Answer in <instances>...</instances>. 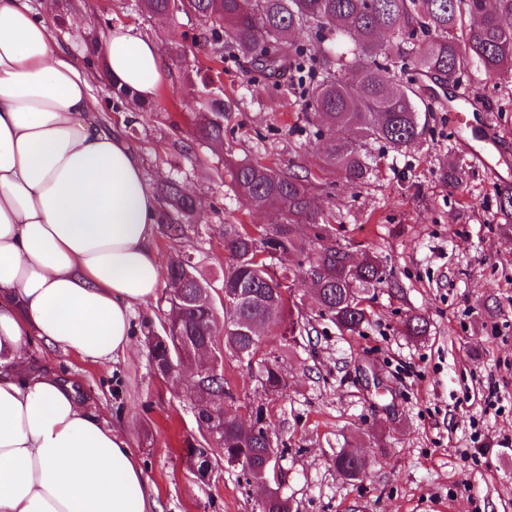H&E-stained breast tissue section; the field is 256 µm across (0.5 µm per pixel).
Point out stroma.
Returning <instances> with one entry per match:
<instances>
[{
  "instance_id": "1",
  "label": "stroma",
  "mask_w": 512,
  "mask_h": 512,
  "mask_svg": "<svg viewBox=\"0 0 512 512\" xmlns=\"http://www.w3.org/2000/svg\"><path fill=\"white\" fill-rule=\"evenodd\" d=\"M46 20L94 75L103 104L96 118L123 132L150 188L175 178L199 204L180 239L156 233L160 263L188 257L218 288L225 225L283 223L279 211L249 209L236 193L232 172L245 161L309 176L320 223L355 255L379 257L388 284L372 293L360 333L340 334L321 319L306 336H265L285 392L265 394L235 358H222L239 403L266 409L280 451L271 484L292 512H512V447L499 445L512 440V228L500 221L492 191L512 183V75L471 67L456 88L472 102L465 117L454 103L436 105L416 144H369L371 174L351 185L324 165L317 123L290 77L265 79L242 58L225 61L219 74L231 102L223 146L198 139L203 64L230 40H204L194 15L152 17L139 0H54ZM115 24L155 39L163 52L166 76L140 109L112 98L88 49ZM166 309L160 297L136 308L133 349L116 361L86 362L38 339L30 360L72 383L125 436L153 490V512H259L263 487L241 468L217 465L202 482L184 462V448L202 439L199 405L184 384L156 375L148 345L162 333ZM412 316L427 320L426 335H405ZM490 379L502 395L494 407L484 401ZM486 441L488 453L478 455ZM342 448L366 455L363 480L337 475Z\"/></svg>"
}]
</instances>
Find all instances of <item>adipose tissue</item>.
<instances>
[{"label":"adipose tissue","instance_id":"1","mask_svg":"<svg viewBox=\"0 0 512 512\" xmlns=\"http://www.w3.org/2000/svg\"><path fill=\"white\" fill-rule=\"evenodd\" d=\"M98 50L106 79L155 94L158 43L117 25ZM91 82L26 0H0V512H152L127 441L29 360L35 337L92 363L125 354L162 282L161 204L95 122Z\"/></svg>","mask_w":512,"mask_h":512}]
</instances>
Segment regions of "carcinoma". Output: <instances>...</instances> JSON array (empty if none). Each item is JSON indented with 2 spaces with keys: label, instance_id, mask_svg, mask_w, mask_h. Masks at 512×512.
<instances>
[{
  "label": "carcinoma",
  "instance_id": "1",
  "mask_svg": "<svg viewBox=\"0 0 512 512\" xmlns=\"http://www.w3.org/2000/svg\"><path fill=\"white\" fill-rule=\"evenodd\" d=\"M190 10L214 37L225 28L236 55L248 60L267 78L292 69L306 96L305 106L322 122L324 163L351 185L364 182L370 172L368 145L383 141L402 149L425 132L422 114L423 83L458 84L471 65L490 75L512 71V0H141L151 16H165L176 7ZM419 39L403 42L397 58L409 77L390 80L389 53L384 33L397 37L405 29ZM273 47V60L256 58L260 44ZM206 99L196 113L200 139L224 143V98L215 89L202 91ZM349 137L336 138V131ZM237 193L254 210L278 209L284 224L268 228L251 224L224 225V279L227 295L236 296L232 311L224 312V351L243 356L256 366V377L267 394H281L288 382L278 359L261 352L257 328L281 325L287 294L295 281L311 278V307H297L288 325L306 328L310 318L327 315L341 333L356 334L368 320L365 293L381 287L385 275L375 257L359 260L324 234L313 206L315 185L306 176L281 174L261 163L243 162L233 173ZM499 214L512 219V188L494 186ZM167 205L177 215L167 225L169 235L182 232L181 220L197 217L196 200L175 182L162 189ZM310 226L317 246L306 248L297 226ZM209 281L190 261L170 257L166 266L167 320L178 324L179 339L150 342L156 369L167 361L198 362L196 346L215 333L217 308L207 289ZM189 395L212 407V416L224 421L221 447L226 454L244 457L246 473L257 468L275 448L270 446L266 413L261 404L246 407L253 427L238 426L225 403L234 401L224 375L196 374ZM189 468L211 469L218 453L209 447L185 449ZM334 466L348 481L362 479L367 458L348 448L336 453Z\"/></svg>",
  "mask_w": 512,
  "mask_h": 512
}]
</instances>
